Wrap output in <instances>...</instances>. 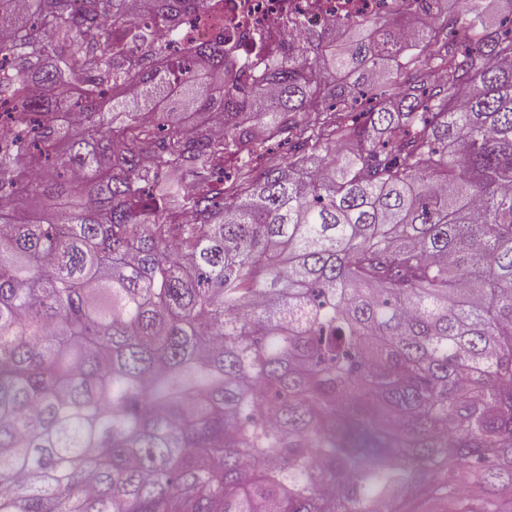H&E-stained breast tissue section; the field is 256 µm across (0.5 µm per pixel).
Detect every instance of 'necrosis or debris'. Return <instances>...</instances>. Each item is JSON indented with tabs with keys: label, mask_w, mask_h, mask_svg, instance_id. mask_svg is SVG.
<instances>
[{
	"label": "necrosis or debris",
	"mask_w": 512,
	"mask_h": 512,
	"mask_svg": "<svg viewBox=\"0 0 512 512\" xmlns=\"http://www.w3.org/2000/svg\"><path fill=\"white\" fill-rule=\"evenodd\" d=\"M406 8L405 0H224L223 9L182 16L169 41L172 52L187 62L197 47L223 40L226 69L247 87L259 78L269 58L299 46L301 32Z\"/></svg>",
	"instance_id": "1"
}]
</instances>
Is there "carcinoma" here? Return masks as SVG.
<instances>
[{"label": "carcinoma", "instance_id": "carcinoma-1", "mask_svg": "<svg viewBox=\"0 0 512 512\" xmlns=\"http://www.w3.org/2000/svg\"><path fill=\"white\" fill-rule=\"evenodd\" d=\"M459 2L245 91L222 41L156 69L224 0H0V512H395L449 466L502 512L512 29ZM167 99L205 120L144 123Z\"/></svg>", "mask_w": 512, "mask_h": 512}]
</instances>
